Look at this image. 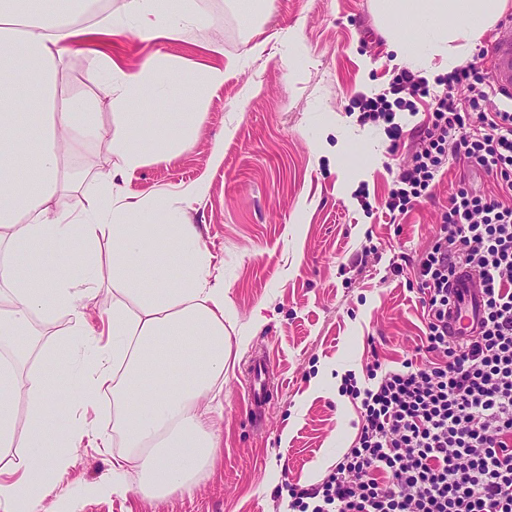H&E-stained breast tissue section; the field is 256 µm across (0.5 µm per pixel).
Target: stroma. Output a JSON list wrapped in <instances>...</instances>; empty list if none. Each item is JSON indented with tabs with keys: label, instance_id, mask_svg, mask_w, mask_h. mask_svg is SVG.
Wrapping results in <instances>:
<instances>
[{
	"label": "stroma",
	"instance_id": "stroma-1",
	"mask_svg": "<svg viewBox=\"0 0 512 512\" xmlns=\"http://www.w3.org/2000/svg\"><path fill=\"white\" fill-rule=\"evenodd\" d=\"M193 2L201 22L180 39L124 38L127 66L175 56L177 100L192 92L197 64L241 63L206 93L194 142L141 168L125 189L146 196L207 186L188 216L227 298L222 452L192 492L148 500L134 489L87 495L108 458L81 448L58 493L82 501V512H288L290 489L320 484L357 442L360 412L340 394L342 377L364 376L376 360L390 369L426 363L414 265L459 184L500 193L482 167L452 158L427 197L397 219L386 214L429 101L400 113L404 143L395 152L383 127L350 116L355 97L380 92L399 70L374 0H273L264 18L256 0ZM257 43L262 52L249 53ZM259 353L276 390L260 421L244 380Z\"/></svg>",
	"mask_w": 512,
	"mask_h": 512
}]
</instances>
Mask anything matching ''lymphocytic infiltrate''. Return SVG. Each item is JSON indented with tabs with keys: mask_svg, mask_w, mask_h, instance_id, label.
Masks as SVG:
<instances>
[{
	"mask_svg": "<svg viewBox=\"0 0 512 512\" xmlns=\"http://www.w3.org/2000/svg\"><path fill=\"white\" fill-rule=\"evenodd\" d=\"M440 83L431 94L428 80L403 69L383 92L353 101L358 123L384 124L395 143L397 112L432 99L389 214L407 213L452 155L512 191V112L492 100L485 68L470 62ZM463 267L479 279L484 311L478 335L454 341L448 283ZM416 277L433 361L398 370L374 362L365 386L344 375L341 392L360 409L358 441L317 487L292 489L290 512H512V205L459 186Z\"/></svg>",
	"mask_w": 512,
	"mask_h": 512,
	"instance_id": "1",
	"label": "lymphocytic infiltrate"
}]
</instances>
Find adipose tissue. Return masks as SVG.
Here are the masks:
<instances>
[{
    "label": "adipose tissue",
    "mask_w": 512,
    "mask_h": 512,
    "mask_svg": "<svg viewBox=\"0 0 512 512\" xmlns=\"http://www.w3.org/2000/svg\"><path fill=\"white\" fill-rule=\"evenodd\" d=\"M389 20L399 64L430 77L460 65L465 42L503 12L507 0H376ZM191 0H126L124 11L79 22L53 0H0V512H39L61 485L83 443L111 454L93 496L136 488L159 499L191 491L219 451L210 419L224 378V283L186 204L204 183L147 196L126 194L127 178L186 147L203 115L193 96L177 112H134L144 92L161 97L170 61L150 57L130 70L112 52L134 24L144 39L179 38L197 23ZM84 56L91 80L108 88L110 126L98 104L64 80L71 53ZM104 143L115 163L92 172L96 194L66 166L87 144ZM73 202L60 206L59 198ZM112 242L102 264L101 239ZM108 281L112 309L95 332L84 304ZM65 314L63 338L28 344L33 320ZM73 391L58 401L55 380ZM112 392V432L94 414ZM25 418H18V404Z\"/></svg>",
    "instance_id": "1"
}]
</instances>
